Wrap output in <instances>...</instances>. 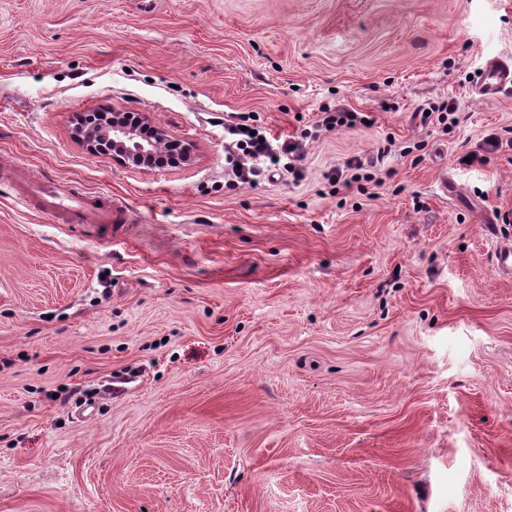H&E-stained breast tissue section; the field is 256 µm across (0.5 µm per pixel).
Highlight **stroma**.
<instances>
[{"label":"stroma","instance_id":"stroma-1","mask_svg":"<svg viewBox=\"0 0 512 512\" xmlns=\"http://www.w3.org/2000/svg\"><path fill=\"white\" fill-rule=\"evenodd\" d=\"M496 56L512 0H0V512H512V148L460 162L512 127ZM339 104L369 126L234 183L226 114ZM102 109L192 161L89 153ZM19 168L132 219L23 208ZM476 89L484 95H512V61L488 59L479 73ZM425 111H429V115H425ZM416 114L420 116L421 123L423 125L430 124L432 118L437 114V120L439 124H450L456 126L458 124V118L455 116L459 114V106L454 100H443L441 102H427L418 106ZM449 116H452L449 118ZM449 120V123H448ZM387 153V148H383V150L377 152L378 157H376L375 160L372 158L367 160L366 163L362 161L361 158H354L345 165L344 169H336V171H333L329 175V180L336 185V191H340V186L342 188H348L353 182H357L360 178L372 179L370 170L376 168L380 160L379 157L382 158Z\"/></svg>","mask_w":512,"mask_h":512}]
</instances>
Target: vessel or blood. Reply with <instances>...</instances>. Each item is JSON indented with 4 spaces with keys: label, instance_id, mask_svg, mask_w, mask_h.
<instances>
[{
    "label": "vessel or blood",
    "instance_id": "obj_1",
    "mask_svg": "<svg viewBox=\"0 0 512 512\" xmlns=\"http://www.w3.org/2000/svg\"><path fill=\"white\" fill-rule=\"evenodd\" d=\"M476 89L485 95H512V62L497 57L488 59L478 76ZM40 206L43 212L68 222L91 219L112 225L129 220L126 206L117 200L61 188L43 193Z\"/></svg>",
    "mask_w": 512,
    "mask_h": 512
}]
</instances>
